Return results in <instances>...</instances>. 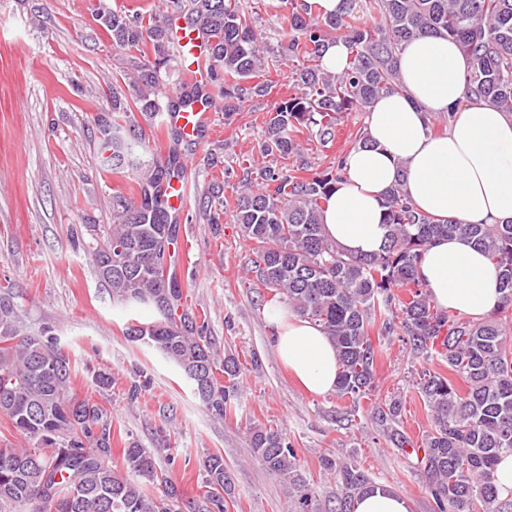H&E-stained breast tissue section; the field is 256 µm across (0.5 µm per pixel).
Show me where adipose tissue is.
Masks as SVG:
<instances>
[{"instance_id":"adipose-tissue-1","label":"adipose tissue","mask_w":512,"mask_h":512,"mask_svg":"<svg viewBox=\"0 0 512 512\" xmlns=\"http://www.w3.org/2000/svg\"><path fill=\"white\" fill-rule=\"evenodd\" d=\"M467 69L456 43L443 37L416 39L403 51L401 91L368 106V144L346 157L322 212L325 233L341 250L364 255L380 249L387 234L383 195L399 180L425 213L466 224L512 219V116L467 98ZM432 113L450 114L443 135L430 133ZM417 273L441 309L482 317L500 301L487 254L466 238L437 239ZM267 317L281 364L310 393L334 392L338 363L330 339L285 305H271ZM354 512H411V500L379 484L356 499Z\"/></svg>"}]
</instances>
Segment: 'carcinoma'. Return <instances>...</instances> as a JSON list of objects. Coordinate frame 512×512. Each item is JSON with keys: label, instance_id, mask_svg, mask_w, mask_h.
<instances>
[{"label": "carcinoma", "instance_id": "obj_1", "mask_svg": "<svg viewBox=\"0 0 512 512\" xmlns=\"http://www.w3.org/2000/svg\"><path fill=\"white\" fill-rule=\"evenodd\" d=\"M206 55L201 80L180 82L162 100L164 78L175 62L169 19L131 16L98 6L95 21L121 49L152 44L154 59L131 62L135 96L112 87V111L96 118L101 166L114 174L135 173L130 192L112 195V223L91 224L90 255L109 298L144 305L157 318L132 324L126 335L159 349L190 377L204 408L224 418L238 400L241 363L221 356L207 324L190 310L168 252L178 237L163 206L161 185L179 158L146 161V122L174 110L205 90L224 101L230 117L272 92L267 79L278 57L305 61L291 75L296 92L275 103L264 120L263 154L275 165L260 169V185L237 192L233 223L249 242L254 272L272 298L310 320L333 341L338 359L336 396L360 400L378 392L381 344L372 332L401 338L420 370L414 389L430 411L421 442L402 425L401 395L371 404L379 434L416 465L434 512H512L499 497L495 467L512 454V222L462 224L416 209L401 186L385 196L389 228L382 248L353 256L328 240L322 208L341 180L343 158L322 172L301 175L276 162L299 154L305 131L326 148L341 114L366 108L380 94L399 90L398 60L414 39L444 36L468 57L466 90L512 114V0H345L338 16L324 17L307 0H280L279 51L261 45L248 0H170ZM362 13L373 24L359 23ZM343 39L349 62L342 73L320 64L326 43ZM471 238L489 256L501 301L490 316L462 320L437 308L417 275L422 254L448 234ZM126 248L109 269L101 255ZM18 295L0 284V417L30 448H0V512H228L233 481L220 453L202 460L201 494L184 499L158 468L155 452L133 442L122 449L121 473L112 467V434L102 406L72 392L70 360L53 327L30 330L19 320ZM248 447L270 471L288 482L290 512H353L371 477L351 460L322 459L336 479V495L321 502L301 472L287 435L252 424Z\"/></svg>", "mask_w": 512, "mask_h": 512}]
</instances>
